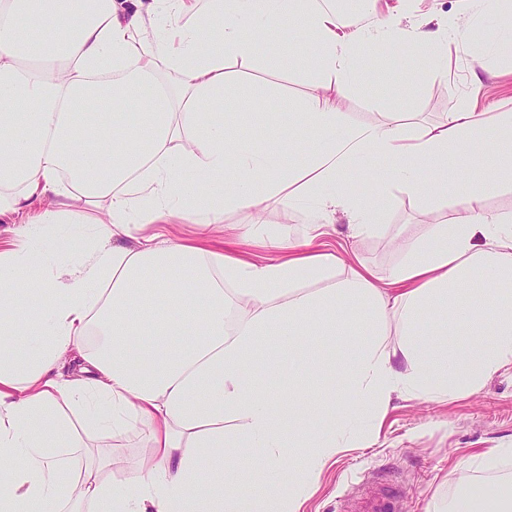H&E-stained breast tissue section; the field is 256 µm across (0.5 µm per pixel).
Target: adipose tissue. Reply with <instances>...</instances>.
<instances>
[{"mask_svg": "<svg viewBox=\"0 0 512 512\" xmlns=\"http://www.w3.org/2000/svg\"><path fill=\"white\" fill-rule=\"evenodd\" d=\"M273 29L318 48L293 111L316 143L295 166L253 145L287 127L252 103L224 109L227 62L256 58ZM470 31L407 32L335 0H0V213L42 204L0 250V512H301L328 466L377 440L394 399L448 402L512 369V216L484 206L512 180V113L462 103L407 130L346 125L333 106L371 45ZM365 158L384 163L369 197L343 185ZM393 184L464 206L381 280L316 247L339 211L350 238L383 233ZM99 199L106 217L63 231L70 207ZM301 201L302 241L250 225L272 251L258 260L153 230L204 234L225 212ZM336 334L351 339L327 371L342 396L309 403V339ZM273 339L300 354L284 393L246 377L280 367ZM313 405L327 426L307 425ZM102 434L142 449L122 480Z\"/></svg>", "mask_w": 512, "mask_h": 512, "instance_id": "obj_1", "label": "adipose tissue"}]
</instances>
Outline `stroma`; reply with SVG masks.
I'll return each mask as SVG.
<instances>
[{"mask_svg": "<svg viewBox=\"0 0 512 512\" xmlns=\"http://www.w3.org/2000/svg\"><path fill=\"white\" fill-rule=\"evenodd\" d=\"M481 0H409L401 22L408 29L438 30L457 16L472 20L467 42L449 44L447 79H435L430 55L423 47L384 45L369 48L370 63L362 69L346 96L337 98L342 120L359 125L387 119L389 113L406 112L414 123L444 119L458 100H467L478 112L512 113V57L494 54L491 44L503 29L498 18L485 15ZM292 43L303 66L293 69L287 59L268 62L257 56L248 62L227 64L230 81L224 93L225 111H235L240 100L253 98L266 111L297 106L309 93L308 67L317 46L302 37ZM394 201L384 222L387 232L369 238L349 239L344 217H337L316 245L335 252L346 262H360L376 276H386L403 258L394 232L413 236L426 217L443 219L440 211H427L424 202L392 186ZM512 448V370H506L475 394L444 403L398 399L388 414L377 441L368 448L345 453L322 474L319 487L303 512H338L341 501L365 474L377 472L400 495L398 512H428L433 497L450 499L461 492L463 477L495 491V475L482 471L464 474L460 461L486 448Z\"/></svg>", "mask_w": 512, "mask_h": 512, "instance_id": "35a3bbf8", "label": "stroma"}]
</instances>
